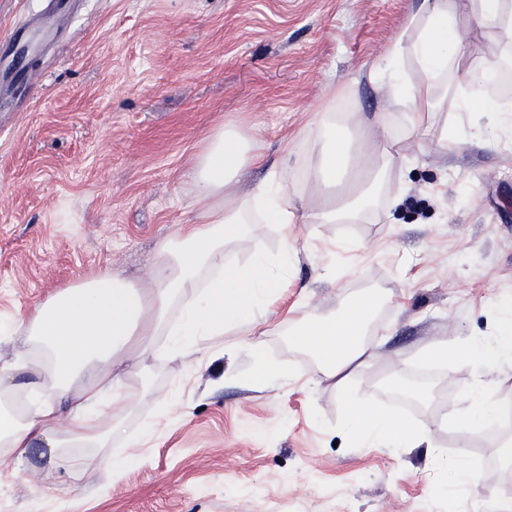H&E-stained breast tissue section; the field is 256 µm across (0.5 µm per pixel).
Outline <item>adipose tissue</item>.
Masks as SVG:
<instances>
[{
	"label": "adipose tissue",
	"mask_w": 512,
	"mask_h": 512,
	"mask_svg": "<svg viewBox=\"0 0 512 512\" xmlns=\"http://www.w3.org/2000/svg\"><path fill=\"white\" fill-rule=\"evenodd\" d=\"M476 26L512 37V0H421L390 39L367 78L387 90L384 108L372 126L385 129L401 119L425 145L449 154L462 151L478 124L491 134L512 131V103L491 97L487 88L512 64L503 51L479 67L462 68L459 49L465 27ZM456 102L452 127L435 130L424 114L440 111L444 97ZM307 177L326 198L325 206L306 209L285 189L287 172L266 167L265 147L251 133L219 127L206 140L187 179L205 203L187 223L156 246L149 288L105 268L58 288L53 295L0 320L1 336L24 337L27 349L0 365V453L24 454L39 447L62 464L82 466L84 448L127 444L125 419L131 407L128 381L142 376L145 358L165 352L170 358L208 356L212 337L229 328L243 335L264 333V315L288 285L290 251L256 249L239 263L232 245L256 224H342L359 221L376 202L392 174L409 163L392 136L366 142L362 124L336 116V89L328 87L321 114L306 126ZM366 142L371 176L358 180L344 196L357 143ZM265 167L250 195L239 190L244 171ZM381 297L371 293L340 313L289 318L292 343L315 358L323 380L334 381L349 397L345 427L361 448H408L431 441L393 417L377 413L352 395L359 369L374 355L372 331ZM490 341L466 352L474 385L457 418L479 413L500 428L498 458L512 466V397L498 394L486 378L498 364H512V300L490 309Z\"/></svg>",
	"instance_id": "1"
}]
</instances>
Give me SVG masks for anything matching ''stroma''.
<instances>
[{
	"mask_svg": "<svg viewBox=\"0 0 512 512\" xmlns=\"http://www.w3.org/2000/svg\"><path fill=\"white\" fill-rule=\"evenodd\" d=\"M419 0H0V38L40 26L24 60L33 86L0 84V319L56 287L108 267L151 285L158 242L202 205L185 174L217 127L251 129L269 162L288 163L286 187L318 199L302 160L304 128L327 85L378 58ZM417 163L403 201L357 224H292L294 282L282 308L329 312L382 290L373 364L356 390L377 409L430 431L431 446L359 448L344 430L345 398L307 382L314 360L270 319L260 350L229 330L210 357L157 355L126 420L138 432L157 400L179 390L172 421L132 443L120 479L98 465L72 476L25 453L21 481H0V512H500L512 469L496 462L498 429L445 415L473 382L463 360L423 359L442 341L489 340L488 309L512 293V145L482 133L458 154L422 151L390 127ZM363 245L336 284L314 269L334 242ZM235 341L234 360L222 344ZM291 370L261 389L257 363ZM421 388L422 397L406 394ZM467 470L448 490L432 453Z\"/></svg>",
	"mask_w": 512,
	"mask_h": 512,
	"instance_id": "obj_1",
	"label": "stroma"
}]
</instances>
